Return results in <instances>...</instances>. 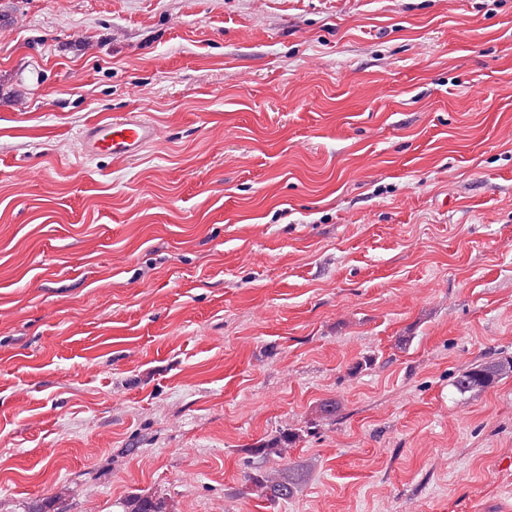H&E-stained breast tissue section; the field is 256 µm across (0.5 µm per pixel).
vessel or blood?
I'll list each match as a JSON object with an SVG mask.
<instances>
[{
    "label": "vessel or blood",
    "instance_id": "obj_1",
    "mask_svg": "<svg viewBox=\"0 0 512 512\" xmlns=\"http://www.w3.org/2000/svg\"><path fill=\"white\" fill-rule=\"evenodd\" d=\"M156 137L155 125L139 114L109 116L87 126L81 137V150L92 158H131Z\"/></svg>",
    "mask_w": 512,
    "mask_h": 512
}]
</instances>
